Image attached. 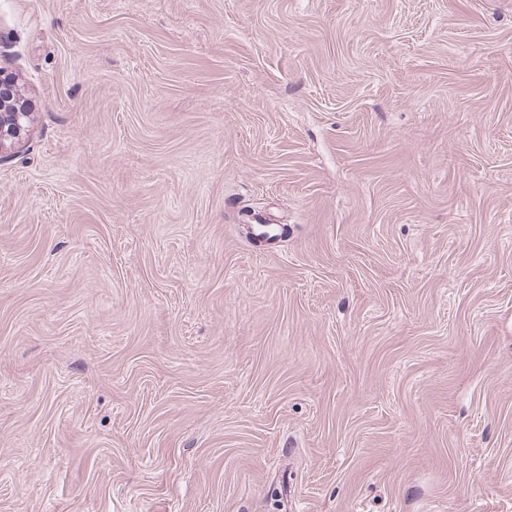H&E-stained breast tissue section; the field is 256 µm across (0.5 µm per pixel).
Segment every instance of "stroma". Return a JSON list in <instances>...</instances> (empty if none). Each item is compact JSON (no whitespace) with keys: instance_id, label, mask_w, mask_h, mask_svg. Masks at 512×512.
Here are the masks:
<instances>
[{"instance_id":"obj_1","label":"stroma","mask_w":512,"mask_h":512,"mask_svg":"<svg viewBox=\"0 0 512 512\" xmlns=\"http://www.w3.org/2000/svg\"><path fill=\"white\" fill-rule=\"evenodd\" d=\"M0 71V512H512V0H0ZM28 115L26 104L20 97L0 95V154L3 149L14 147L19 142Z\"/></svg>"}]
</instances>
